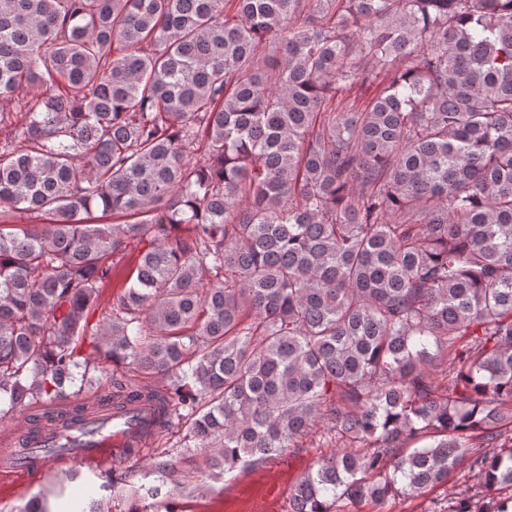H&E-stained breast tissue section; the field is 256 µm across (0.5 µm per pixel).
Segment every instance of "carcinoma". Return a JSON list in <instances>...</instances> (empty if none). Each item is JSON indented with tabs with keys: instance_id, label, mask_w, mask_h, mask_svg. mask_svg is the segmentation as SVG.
Returning <instances> with one entry per match:
<instances>
[{
	"instance_id": "1",
	"label": "carcinoma",
	"mask_w": 512,
	"mask_h": 512,
	"mask_svg": "<svg viewBox=\"0 0 512 512\" xmlns=\"http://www.w3.org/2000/svg\"><path fill=\"white\" fill-rule=\"evenodd\" d=\"M0 101L1 416L66 421L93 357L169 384L82 412L181 418L215 474L336 446L288 512L464 468L435 512H512V0H0ZM170 469L65 512H146ZM139 248H141V246L138 248L134 247L132 250L129 247L125 258L114 268L111 284L101 293L99 309L92 318L93 324L98 320H103L105 314L102 316L101 312L105 313L108 311L112 307L113 302H115L117 297L123 292V289L127 285L129 269L134 263Z\"/></svg>"
}]
</instances>
